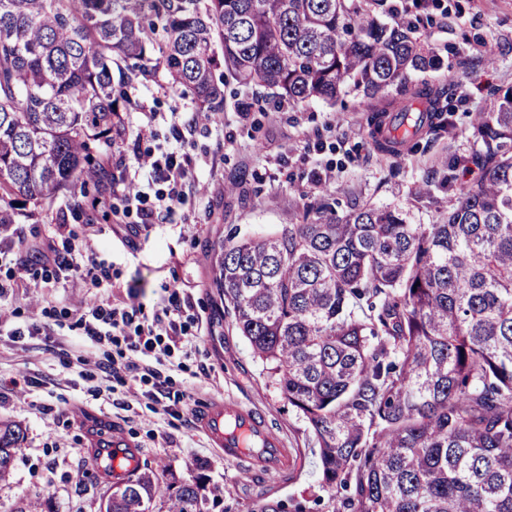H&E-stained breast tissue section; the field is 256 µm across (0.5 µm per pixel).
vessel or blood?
Wrapping results in <instances>:
<instances>
[{
    "label": "vessel or blood",
    "instance_id": "obj_1",
    "mask_svg": "<svg viewBox=\"0 0 512 512\" xmlns=\"http://www.w3.org/2000/svg\"><path fill=\"white\" fill-rule=\"evenodd\" d=\"M431 121L428 112H417L410 118L392 113L384 132L397 139L408 125L423 130ZM193 415L211 445L223 452L225 461L246 463L247 474H280L291 467L293 459L282 438L260 410L231 400L205 399ZM92 452L99 471L120 482L132 476L142 461L140 448L116 427L93 435Z\"/></svg>",
    "mask_w": 512,
    "mask_h": 512
}]
</instances>
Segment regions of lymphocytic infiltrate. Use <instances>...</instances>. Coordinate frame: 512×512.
I'll return each mask as SVG.
<instances>
[{"label": "lymphocytic infiltrate", "instance_id": "obj_1", "mask_svg": "<svg viewBox=\"0 0 512 512\" xmlns=\"http://www.w3.org/2000/svg\"><path fill=\"white\" fill-rule=\"evenodd\" d=\"M185 163L183 154L176 151L152 153L139 161V168L148 171L153 182L167 186L166 191L153 195L143 185L136 193L125 194L128 207L136 209L142 225L155 223L161 213L172 212L180 202V188L187 175ZM72 238V232L62 224L56 225L55 239L48 243L18 235L16 247L21 258L11 270V280H29L37 288H55L76 278L86 287L102 292V299L77 313L76 325L82 341L96 346L113 341L114 337H123L127 355L120 361L99 362V370L108 375L123 373L133 378L149 373L153 383L148 396L153 401H162L167 392L161 368L173 348L188 341L178 294H170L168 305L149 314L145 313L142 303L134 300L121 307L114 305L104 297L113 286L111 264L100 260L94 250L74 244Z\"/></svg>", "mask_w": 512, "mask_h": 512}]
</instances>
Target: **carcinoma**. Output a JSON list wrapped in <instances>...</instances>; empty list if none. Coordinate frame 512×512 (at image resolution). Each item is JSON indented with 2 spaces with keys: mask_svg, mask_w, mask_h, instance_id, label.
Here are the masks:
<instances>
[{
  "mask_svg": "<svg viewBox=\"0 0 512 512\" xmlns=\"http://www.w3.org/2000/svg\"><path fill=\"white\" fill-rule=\"evenodd\" d=\"M159 32L157 64L205 118L224 111L221 67L293 104L395 83L433 112L446 94L409 91L434 58L348 0H0V224L120 179L89 141L124 137L130 74ZM472 130L481 174L436 224L371 205L340 216L327 194L301 222L217 244L232 324L346 512H512V88ZM22 440L0 423V480ZM193 470L140 468L100 512H208Z\"/></svg>",
  "mask_w": 512,
  "mask_h": 512,
  "instance_id": "1",
  "label": "carcinoma"
}]
</instances>
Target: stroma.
Here are the masks:
<instances>
[{
    "instance_id": "35a3bbf8",
    "label": "stroma",
    "mask_w": 512,
    "mask_h": 512,
    "mask_svg": "<svg viewBox=\"0 0 512 512\" xmlns=\"http://www.w3.org/2000/svg\"><path fill=\"white\" fill-rule=\"evenodd\" d=\"M422 2L427 21L412 36L436 64L410 72L407 83L447 88L448 124L428 129L405 152L379 151L367 124L370 112L402 108L396 87L372 98L354 91L333 104L314 98L292 107L257 86L250 111H239L230 92L223 111L186 130L191 177L170 222L129 234L126 227L138 216L108 185L87 186L75 198H57L36 216L21 218L24 231L46 237L54 225H69L76 243L91 245L112 263L118 282L113 302L132 290L150 310L166 304L168 284H184L192 307L182 319L195 337L164 367L169 401L163 407L146 397L150 381L119 380L95 368L96 360L115 355V346L82 347L70 335L49 342L0 336V421L20 424L24 432L10 476L0 481V512H14L35 495L49 499L55 512H100L112 486L90 454L94 425L121 427L154 470L167 465L187 478L190 463L204 462L207 487L220 502L216 512H258L277 503L285 512L297 503L305 512H341L320 487L304 420L269 384L265 366L231 324L212 283L211 245L233 229L253 236L287 223L289 214L304 213L328 190L340 214L357 205L391 206L408 223L433 224L457 187L479 177L472 121L496 111L512 87V0ZM129 94L134 106L124 115V140L110 148L94 142L90 150L109 155L130 180L139 154L175 147L172 128L196 104L191 93L169 87L154 65L134 77ZM51 294L55 307L47 313L41 289L15 284L0 302V317L23 325L42 315L49 324L69 325L76 308L97 300L94 289L74 279ZM186 392L193 401L224 397L263 411L290 449L293 467L240 479L236 465L194 428L191 406L180 401Z\"/></svg>"
}]
</instances>
